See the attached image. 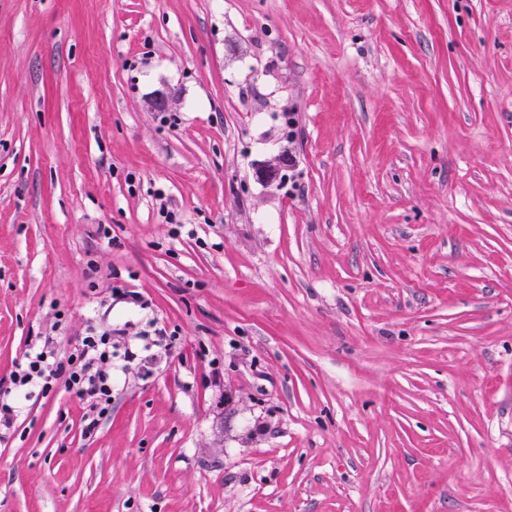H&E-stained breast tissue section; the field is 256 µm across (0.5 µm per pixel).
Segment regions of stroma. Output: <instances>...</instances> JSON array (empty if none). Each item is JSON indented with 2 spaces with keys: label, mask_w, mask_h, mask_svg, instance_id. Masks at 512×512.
Here are the masks:
<instances>
[{
  "label": "stroma",
  "mask_w": 512,
  "mask_h": 512,
  "mask_svg": "<svg viewBox=\"0 0 512 512\" xmlns=\"http://www.w3.org/2000/svg\"><path fill=\"white\" fill-rule=\"evenodd\" d=\"M155 326L0 512H512V0H0V386Z\"/></svg>",
  "instance_id": "stroma-1"
}]
</instances>
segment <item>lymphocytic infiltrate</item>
<instances>
[{
	"label": "lymphocytic infiltrate",
	"mask_w": 512,
	"mask_h": 512,
	"mask_svg": "<svg viewBox=\"0 0 512 512\" xmlns=\"http://www.w3.org/2000/svg\"><path fill=\"white\" fill-rule=\"evenodd\" d=\"M116 359L130 363L137 355L108 331L89 330L66 356L57 353L53 337H37L17 363L9 386L0 387V439H7L14 429L22 410L20 395L33 388L46 394L61 385L89 398L82 432L94 436L112 406V362Z\"/></svg>",
	"instance_id": "f902f5d3"
}]
</instances>
